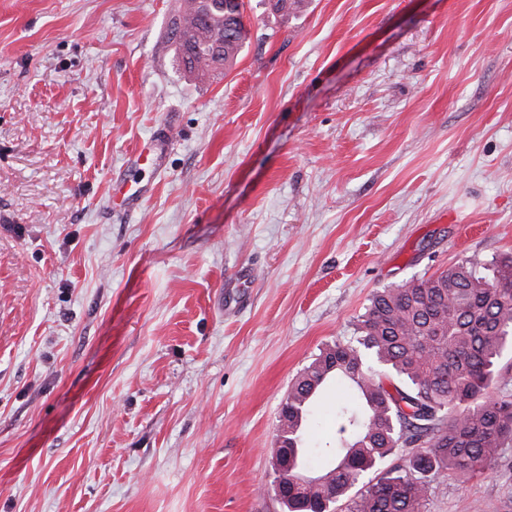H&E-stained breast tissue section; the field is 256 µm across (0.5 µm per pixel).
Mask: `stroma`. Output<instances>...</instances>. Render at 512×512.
<instances>
[{"label":"stroma","instance_id":"35a3bbf8","mask_svg":"<svg viewBox=\"0 0 512 512\" xmlns=\"http://www.w3.org/2000/svg\"><path fill=\"white\" fill-rule=\"evenodd\" d=\"M181 2L0 0V512H281L320 349L377 290L512 255V0H246L201 79ZM425 512H512V446ZM189 1L195 4V13L188 15L180 6L178 17L167 30V40L179 70L199 78L230 66L250 37L242 21L226 16L225 0ZM192 28L203 34L194 33Z\"/></svg>","mask_w":512,"mask_h":512}]
</instances>
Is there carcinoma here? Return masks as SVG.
I'll list each match as a JSON object with an SVG mask.
<instances>
[{"mask_svg":"<svg viewBox=\"0 0 512 512\" xmlns=\"http://www.w3.org/2000/svg\"><path fill=\"white\" fill-rule=\"evenodd\" d=\"M167 30L179 70L199 78L249 42L225 0H191ZM492 276L462 262L376 291L357 320L356 344L333 343L294 379L270 453L272 490L286 512H423L432 480L460 484L492 469L512 445V395L498 359L512 344V256ZM341 390L336 435L312 446L306 425L320 396ZM405 464L384 467L395 450ZM308 480L281 489L277 461Z\"/></svg>","mask_w":512,"mask_h":512,"instance_id":"obj_1","label":"carcinoma"}]
</instances>
